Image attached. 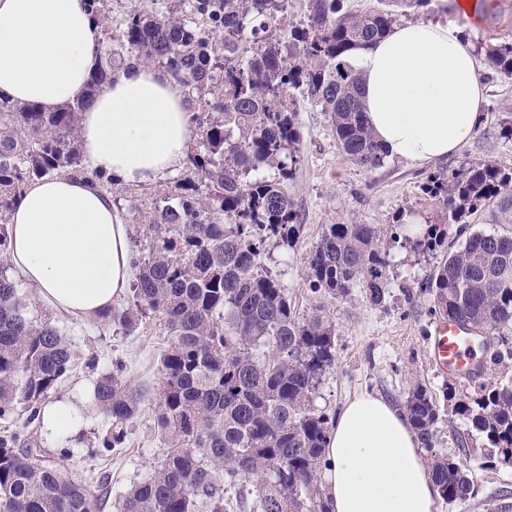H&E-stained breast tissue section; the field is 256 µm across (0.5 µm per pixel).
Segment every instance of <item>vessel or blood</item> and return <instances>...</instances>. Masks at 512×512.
<instances>
[{"label":"vessel or blood","mask_w":512,"mask_h":512,"mask_svg":"<svg viewBox=\"0 0 512 512\" xmlns=\"http://www.w3.org/2000/svg\"><path fill=\"white\" fill-rule=\"evenodd\" d=\"M429 358L439 372L463 376L470 375L479 363L470 331L452 322L436 325Z\"/></svg>","instance_id":"1"}]
</instances>
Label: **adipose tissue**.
<instances>
[{
    "mask_svg": "<svg viewBox=\"0 0 512 512\" xmlns=\"http://www.w3.org/2000/svg\"><path fill=\"white\" fill-rule=\"evenodd\" d=\"M102 35L83 0H0V95L53 111L76 99ZM369 125L389 159L424 164L456 152L476 132L485 100L482 67L463 27L394 26L354 52ZM88 176L33 183L9 216L11 268L47 308L99 318L130 286L129 226L92 172L155 184L183 164L192 142L185 97L153 65L122 69L82 112ZM84 425L69 398L47 404L41 428L71 442ZM329 512H436L440 490L403 410L378 393L349 400L322 454Z\"/></svg>",
    "mask_w": 512,
    "mask_h": 512,
    "instance_id": "ef3b65f1",
    "label": "adipose tissue"
}]
</instances>
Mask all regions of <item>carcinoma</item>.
Returning <instances> with one entry per match:
<instances>
[{
    "label": "carcinoma",
    "mask_w": 512,
    "mask_h": 512,
    "mask_svg": "<svg viewBox=\"0 0 512 512\" xmlns=\"http://www.w3.org/2000/svg\"><path fill=\"white\" fill-rule=\"evenodd\" d=\"M101 26L98 69L84 95L53 112L0 98V264L9 212L26 187L88 174L78 148L79 113L123 67L152 61L183 93L201 149L190 153L175 191L141 213L149 252L126 307L103 319L130 333L152 314L172 336L161 359L154 415L166 453L161 467L124 493L122 512H327L317 481L332 418L315 400L335 366L333 325L321 310L297 313L288 290L262 264L268 246L299 237L288 195L300 161L296 96L327 114L342 157L365 172L388 157L366 118L351 53L382 38L398 9L430 0H378L362 12L344 0H306L303 21L281 26L285 0H150L118 13L119 0H85ZM489 68L512 77V41L492 43ZM442 221L415 248L440 255L427 282L434 313L485 335L486 363L512 362V233L475 232L459 246L448 227L512 226V170L487 158L429 177ZM376 224H328L306 257L311 292L384 300L390 252ZM70 346L51 323L27 315L16 283L0 270V419L24 406L27 424L72 369ZM123 367L98 379L94 403L112 419L99 443H125L142 393ZM489 461L512 465V387L482 383L456 395ZM430 455L441 498L476 495L464 463L434 451L436 401L418 386L401 403ZM22 431L0 434V512H100L91 488L33 458Z\"/></svg>",
    "instance_id": "carcinoma-1"
}]
</instances>
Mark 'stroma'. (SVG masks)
Here are the masks:
<instances>
[{
	"mask_svg": "<svg viewBox=\"0 0 512 512\" xmlns=\"http://www.w3.org/2000/svg\"><path fill=\"white\" fill-rule=\"evenodd\" d=\"M296 107L303 143L301 163L288 193L298 206L301 231L292 247L275 249L264 266L287 288L297 312L307 316L315 308H322L334 326L335 369L324 380L315 405L333 415L362 391L400 401L416 386L425 387L440 408L436 451L462 457L477 488L475 499L462 504L441 500L436 512H487L489 504L512 492V467L487 463L480 436L468 421L451 412L449 389L470 394L474 382L442 374L429 362V337L439 318L433 312V297L425 283L436 266V257L418 251L410 242L392 246L387 295L379 305L358 293L346 299L311 293L305 257L327 224H376L385 228L400 220L421 230L438 222L439 204L422 188L439 169H455L483 158L512 168V140L498 135L501 124L512 120V77L488 79L481 125L456 153L420 166L391 161L375 173L363 172L342 157L325 113L302 101ZM18 289L26 299L29 316L51 320L66 338L75 366L57 393L74 395L86 418V427L72 446L45 440L35 424L27 432L39 440L43 463L65 470L82 483L107 478L111 496L101 512H120V494L153 472L164 455L150 400L161 385L159 363L170 338L154 317L144 319L134 333L126 335L97 319L77 322L52 314L38 302L33 288L22 282ZM116 360L124 365L122 382L144 391L148 401L128 423L123 447L99 456L94 449L112 421L95 406L93 391L97 380L111 372ZM462 438L469 443L464 453L458 447Z\"/></svg>",
	"mask_w": 512,
	"mask_h": 512,
	"instance_id": "35a3bbf8",
	"label": "stroma"
}]
</instances>
